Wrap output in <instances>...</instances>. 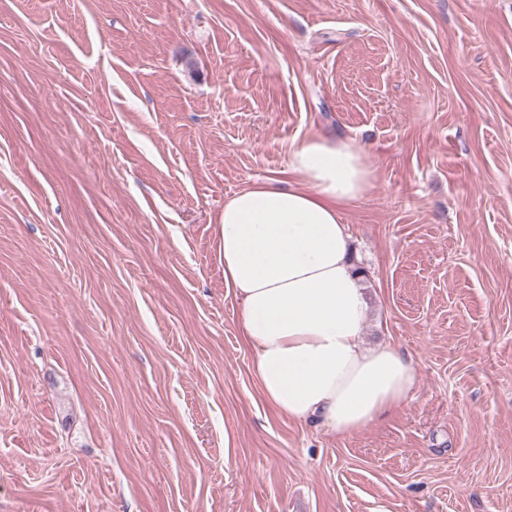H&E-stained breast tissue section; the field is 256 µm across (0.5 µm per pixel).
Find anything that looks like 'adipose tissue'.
<instances>
[{
  "label": "adipose tissue",
  "instance_id": "1",
  "mask_svg": "<svg viewBox=\"0 0 512 512\" xmlns=\"http://www.w3.org/2000/svg\"><path fill=\"white\" fill-rule=\"evenodd\" d=\"M288 170V185L258 181L225 201L224 286L266 401L296 423L348 436L411 397L417 371L392 343L363 341L367 299L343 219L370 184L363 148L315 135L291 149Z\"/></svg>",
  "mask_w": 512,
  "mask_h": 512
}]
</instances>
